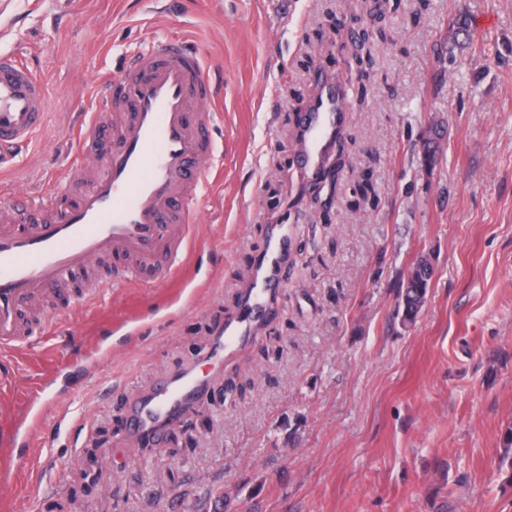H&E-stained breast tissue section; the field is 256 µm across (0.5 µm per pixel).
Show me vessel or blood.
I'll list each match as a JSON object with an SVG mask.
<instances>
[{
	"label": "vessel or blood",
	"mask_w": 512,
	"mask_h": 512,
	"mask_svg": "<svg viewBox=\"0 0 512 512\" xmlns=\"http://www.w3.org/2000/svg\"><path fill=\"white\" fill-rule=\"evenodd\" d=\"M117 120L104 131L99 116L75 128L82 160L65 169L54 206L0 192V347L38 342L52 316L74 302L97 298L105 287L134 282L167 284L184 265L195 239L198 200L213 161L216 112L213 84L200 55L180 36L134 50L106 79ZM45 83L15 56L0 54V169L42 128ZM343 110L342 92L321 79L301 127L303 169L320 174ZM291 227L275 225L255 259V275L239 318L221 327L205 363L161 375L125 418L141 444L166 431L208 390L210 368L259 323L274 317L279 270ZM10 379H0V426L16 435L37 418L17 409Z\"/></svg>",
	"instance_id": "1"
}]
</instances>
